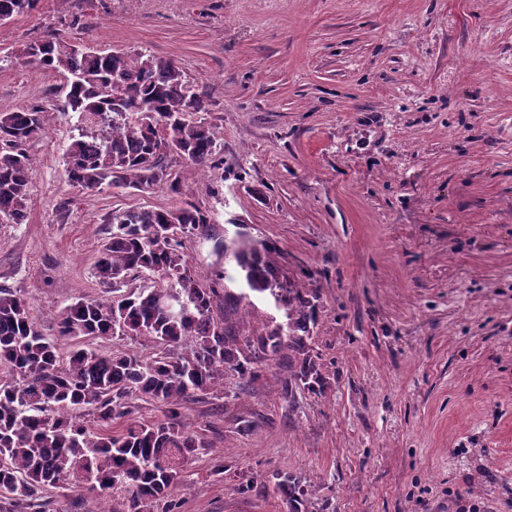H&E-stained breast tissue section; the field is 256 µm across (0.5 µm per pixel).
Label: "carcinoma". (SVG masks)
<instances>
[{"label": "carcinoma", "instance_id": "cac0c4a2", "mask_svg": "<svg viewBox=\"0 0 512 512\" xmlns=\"http://www.w3.org/2000/svg\"><path fill=\"white\" fill-rule=\"evenodd\" d=\"M38 0H0V21L28 14ZM16 63L62 74L64 106L76 117L64 152L70 185L86 190L169 185L177 156L204 169L220 152L214 127L200 116L203 93L175 62L145 53L102 51L53 36L25 46ZM46 108L0 113V224L28 216L33 158L28 146L44 129ZM112 231L93 265L98 283L116 292L139 277L151 285L102 302L58 310L44 333L28 301L0 288V512H45L44 494L71 480L112 500V512H180L171 490L185 459L206 447L185 427L182 409L231 379L238 388L269 363L280 370L288 407L297 395L321 396L327 382L312 340L318 325L314 288L285 287L265 243L241 237L215 242L235 264L242 291L192 275L184 237L210 234L196 206L130 207L112 212ZM272 297L285 320L247 329L251 296ZM117 337L154 343L141 359L127 350L99 354L87 340ZM160 403L165 419L135 416L138 402ZM288 512H317L300 477L276 475Z\"/></svg>", "mask_w": 512, "mask_h": 512}]
</instances>
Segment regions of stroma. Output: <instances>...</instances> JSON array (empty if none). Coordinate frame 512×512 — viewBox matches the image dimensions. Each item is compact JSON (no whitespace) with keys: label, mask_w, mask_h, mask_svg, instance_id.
Returning a JSON list of instances; mask_svg holds the SVG:
<instances>
[{"label":"stroma","mask_w":512,"mask_h":512,"mask_svg":"<svg viewBox=\"0 0 512 512\" xmlns=\"http://www.w3.org/2000/svg\"><path fill=\"white\" fill-rule=\"evenodd\" d=\"M50 34L176 61L220 152L205 170L172 157L176 193L72 187L63 76L0 68V112L48 109L28 218L0 224V287L43 332L58 308L111 299L93 264L130 207L210 215L213 239L185 241L200 281L240 232L319 290L326 392L288 408L268 366L187 403L208 445L172 491L181 512H288L238 490L284 473L328 512H512V0H39L0 22V56ZM239 417L258 428L237 434ZM48 498L107 506L74 485Z\"/></svg>","instance_id":"stroma-1"}]
</instances>
